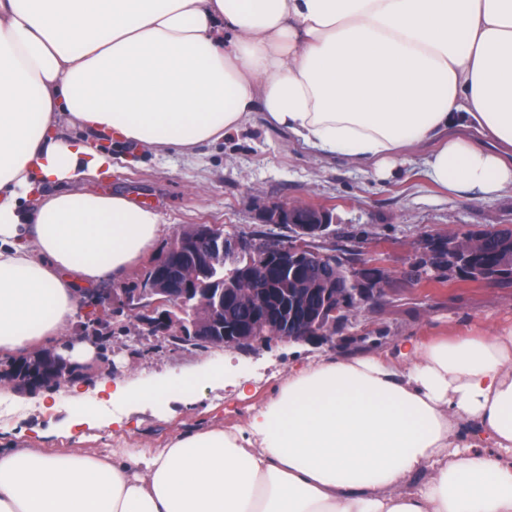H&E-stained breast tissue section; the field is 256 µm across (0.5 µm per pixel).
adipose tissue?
I'll use <instances>...</instances> for the list:
<instances>
[{
  "mask_svg": "<svg viewBox=\"0 0 512 512\" xmlns=\"http://www.w3.org/2000/svg\"><path fill=\"white\" fill-rule=\"evenodd\" d=\"M262 112L375 177L423 158L461 198L512 189V0H0V358L67 341L157 209L86 189L101 139L191 154ZM79 136L67 135V128ZM238 423L88 452L124 428L73 393L64 452L0 448V512H512V327L308 357ZM248 378L208 368L95 394L134 410Z\"/></svg>",
  "mask_w": 512,
  "mask_h": 512,
  "instance_id": "1",
  "label": "adipose tissue"
}]
</instances>
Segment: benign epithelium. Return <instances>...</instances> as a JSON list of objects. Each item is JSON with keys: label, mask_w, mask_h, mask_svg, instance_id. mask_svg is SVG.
<instances>
[{"label": "benign epithelium", "mask_w": 512, "mask_h": 512, "mask_svg": "<svg viewBox=\"0 0 512 512\" xmlns=\"http://www.w3.org/2000/svg\"><path fill=\"white\" fill-rule=\"evenodd\" d=\"M258 215L266 224L285 225L293 236L280 243H254L224 234L218 224H193L180 230L170 249L152 263V275L144 291L131 293L123 288L110 289L97 304V315L110 319L113 310L123 308L139 316L138 324L144 334L164 335L180 326L174 310L193 297L197 288L204 286L206 296L196 300V307L207 309L216 320L221 334L218 344L237 347L244 343H262L261 337L253 335L250 327L228 312L231 302L237 299V279L256 259L264 267L262 279L275 277L283 290H288V281L294 279L301 262L323 263L329 259L330 254L313 248L311 242L323 237L332 216L331 210L323 206L280 203L260 207ZM352 283L354 287L342 289L340 296L325 302L324 308L330 316L335 318L346 310L348 299L356 306L373 302L385 291L389 275L379 272L370 285L354 275ZM305 293L306 289L298 288L295 296L285 303L279 331L286 341L332 335V331L325 330L320 316L310 323H301L299 297ZM77 377L87 380L85 371L77 370L76 365L55 348L48 347L42 359L31 363L24 371V384L34 389L47 384L49 378L61 383Z\"/></svg>", "instance_id": "1"}]
</instances>
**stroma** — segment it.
Wrapping results in <instances>:
<instances>
[{
  "mask_svg": "<svg viewBox=\"0 0 512 512\" xmlns=\"http://www.w3.org/2000/svg\"><path fill=\"white\" fill-rule=\"evenodd\" d=\"M112 177L96 186L120 190L132 199L153 204L163 215L165 232L155 251L163 253L174 234L189 224H220L230 235L282 240L287 228L260 221L258 202L330 207L333 222L320 251L380 268L394 285L376 305L352 309L345 326L333 338L311 343L316 353L340 354L362 347L364 335L382 344L405 336H455L482 326L512 325V279L498 282L461 281L456 274L444 285L407 282L404 272L418 267L420 242L451 232L512 227V192L489 201L448 195L428 179L422 162L372 180L343 161L313 153L286 131L267 125L255 112L247 128L223 141L204 144L192 156L176 152L139 153L125 144L112 147ZM112 346L107 355L112 375L140 385L164 376L200 370L204 365L230 363L243 375L266 377L285 369L288 355L280 343L247 349L217 346L176 349L162 337L138 335L127 328L125 316L112 319ZM51 395L60 407L42 411L39 405L0 407V426L26 435L41 434L40 445L51 451L72 448L61 437L69 388L59 385ZM220 386L207 388L190 404L146 407L131 415L126 440L138 447L164 443L175 432L198 426H224L244 413L243 401H225Z\"/></svg>",
  "mask_w": 512,
  "mask_h": 512,
  "instance_id": "1",
  "label": "stroma"
}]
</instances>
